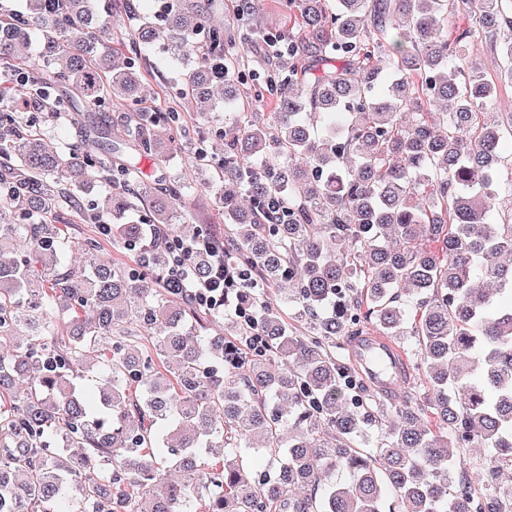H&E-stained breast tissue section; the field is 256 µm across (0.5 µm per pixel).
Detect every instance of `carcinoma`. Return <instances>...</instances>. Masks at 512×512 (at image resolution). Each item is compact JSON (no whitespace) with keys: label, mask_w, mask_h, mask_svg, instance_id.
Listing matches in <instances>:
<instances>
[{"label":"carcinoma","mask_w":512,"mask_h":512,"mask_svg":"<svg viewBox=\"0 0 512 512\" xmlns=\"http://www.w3.org/2000/svg\"><path fill=\"white\" fill-rule=\"evenodd\" d=\"M160 1L161 17L125 0L118 39L93 0L0 8V512H512V206L496 205L512 112L488 111L480 55L512 82V0H278L293 27L274 30L254 0L236 29L217 0ZM158 46L174 95L224 86V153L194 156L221 232L190 223L193 186L156 135L197 116L143 109ZM253 48L264 119L235 87ZM115 102L116 135L98 117ZM62 118L66 152L47 145ZM64 212L111 225L119 256L72 239ZM204 237L257 282L232 298L250 322L171 287V243ZM370 332L413 357L391 407L336 358ZM476 446L477 484L460 465Z\"/></svg>","instance_id":"obj_1"}]
</instances>
